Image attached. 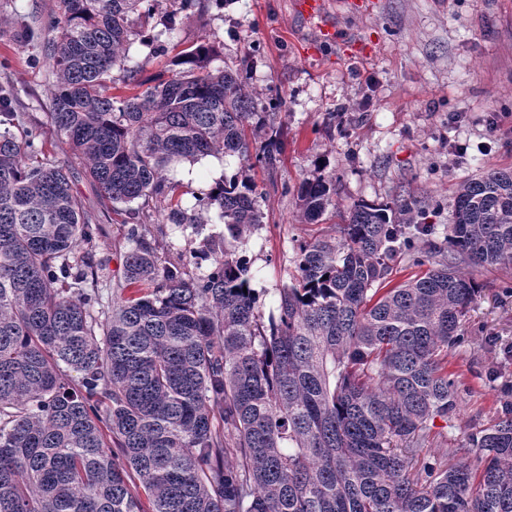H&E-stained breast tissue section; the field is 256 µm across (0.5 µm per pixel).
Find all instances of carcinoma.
Masks as SVG:
<instances>
[{
	"mask_svg": "<svg viewBox=\"0 0 512 512\" xmlns=\"http://www.w3.org/2000/svg\"><path fill=\"white\" fill-rule=\"evenodd\" d=\"M197 2L169 0L166 30ZM56 8L35 59L55 77L45 121L9 111L0 86V512H512V413L468 436L480 466L427 458L430 421L457 407L441 352L478 294L461 264L512 267V168L468 179L448 254L392 287L417 200L353 204L338 237L300 246L267 311L238 251L263 223L257 183L226 175L185 207L167 172L216 155L274 168L282 101L259 106L210 41L166 78L127 66L132 40L157 49V0ZM47 127L123 215L109 310L98 228L43 157ZM296 198L319 223L339 209L336 174ZM213 222L202 249L161 261L152 224Z\"/></svg>",
	"mask_w": 512,
	"mask_h": 512,
	"instance_id": "cac0c4a2",
	"label": "carcinoma"
}]
</instances>
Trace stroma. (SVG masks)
I'll list each match as a JSON object with an SVG mask.
<instances>
[{"mask_svg": "<svg viewBox=\"0 0 512 512\" xmlns=\"http://www.w3.org/2000/svg\"><path fill=\"white\" fill-rule=\"evenodd\" d=\"M361 13L331 6L336 44L308 54L312 29L295 14L292 0H201L202 14L191 15L173 32L162 33L163 51L140 43L128 51V65L143 77L167 73L175 53L214 35L227 64L249 53L256 62L243 72L263 99L282 97L277 120L284 149L275 169H251L263 190L264 222L238 244L254 276L274 305L278 290L294 271L301 242L336 236L340 218L317 224L300 219L295 186L317 167L336 175L342 207L364 200L386 203L414 194L431 242L447 247L454 197L472 174L488 167H512V0H369ZM55 0H0V85L13 88L14 111L25 120H43L53 79L31 65L48 38L47 20ZM366 43V56L340 49L351 40ZM495 134H488L489 117ZM46 150L69 167L74 194L101 232L97 257L103 296L123 275L129 249L120 218L100 200L69 146L47 136ZM237 160L208 156L181 163L169 173L184 206L224 175L236 173ZM220 224L185 227L157 236L163 259L177 251L202 248ZM482 291L460 322V341L448 350L447 370L457 386V408L449 419H435L428 454L447 461L449 449L474 460L465 447L470 433L495 424L512 410V269H478Z\"/></svg>", "mask_w": 512, "mask_h": 512, "instance_id": "stroma-1", "label": "stroma"}]
</instances>
